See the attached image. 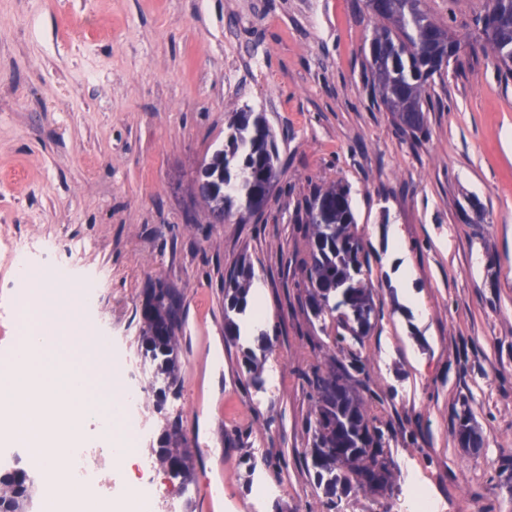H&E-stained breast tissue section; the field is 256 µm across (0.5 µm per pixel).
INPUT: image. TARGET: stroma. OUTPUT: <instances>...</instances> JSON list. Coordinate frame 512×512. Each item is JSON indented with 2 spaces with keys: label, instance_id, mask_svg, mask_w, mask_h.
<instances>
[{
  "label": "stroma",
  "instance_id": "stroma-1",
  "mask_svg": "<svg viewBox=\"0 0 512 512\" xmlns=\"http://www.w3.org/2000/svg\"><path fill=\"white\" fill-rule=\"evenodd\" d=\"M484 0H427L467 39ZM362 0H0V225L37 226L73 273L99 280L92 324L140 357L147 289L182 301L178 392L148 395L149 447L177 426L193 452L191 512H404V472L443 512H512V78L464 48L435 85L427 134L404 135L365 86L374 21ZM263 116L284 167L261 218L223 223L198 168L233 112ZM350 190L380 318L336 342L314 316L294 222L313 187ZM399 225L425 305L399 301L383 263ZM265 289L272 348L224 336V281ZM261 387L242 373L244 349ZM360 358V393L396 478L329 505L306 461L315 366ZM470 411L483 446L455 429ZM277 487L260 501L258 482Z\"/></svg>",
  "mask_w": 512,
  "mask_h": 512
}]
</instances>
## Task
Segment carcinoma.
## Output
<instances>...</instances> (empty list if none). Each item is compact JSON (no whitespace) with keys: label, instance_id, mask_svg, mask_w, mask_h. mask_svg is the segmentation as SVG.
<instances>
[{"label":"carcinoma","instance_id":"carcinoma-1","mask_svg":"<svg viewBox=\"0 0 512 512\" xmlns=\"http://www.w3.org/2000/svg\"><path fill=\"white\" fill-rule=\"evenodd\" d=\"M377 25L369 45L367 83L391 112L398 128L417 139L427 133L424 106L432 102L435 80L443 77L430 44H445L448 29L433 17L426 0H379L372 12ZM492 23L497 39L475 41V46L492 58L498 72L512 77V66L500 65L502 56H512V0H485L474 27ZM278 155L270 129L260 118L240 110L235 113L227 144L207 169L224 171V184L238 182L244 208L257 213L263 183L277 179ZM310 245V261L303 263L302 283L314 316H336L348 334L366 336L379 319L371 288L364 278L367 255L354 231L356 218L348 187L340 182L313 188L312 198L296 216ZM250 269L243 267L224 284V310L243 313L248 308ZM182 304L164 288H153L141 309V348L155 364L164 395L178 380V351ZM362 371L360 360L328 368L315 367L308 376L314 395V427L310 464L317 488L333 501L356 483L374 492L391 488L393 474L384 452V434L372 425L367 400L352 385L354 373ZM460 446L476 451L482 437L468 412L458 416ZM159 464L183 491L194 483L192 453L172 426L165 430L159 446L151 449ZM36 484L23 469L0 472V512H29Z\"/></svg>","mask_w":512,"mask_h":512}]
</instances>
